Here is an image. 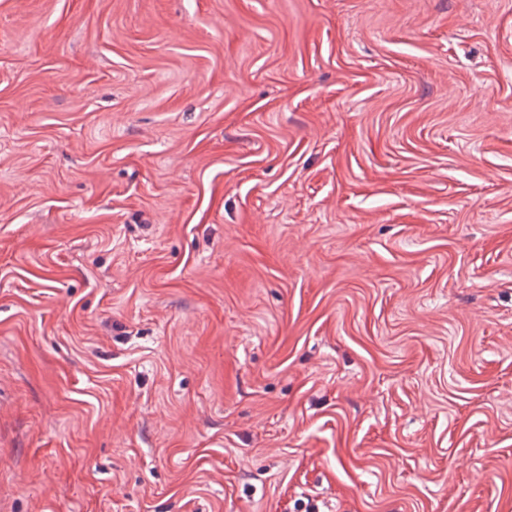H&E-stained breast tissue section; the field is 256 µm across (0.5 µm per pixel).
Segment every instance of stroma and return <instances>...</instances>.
Returning a JSON list of instances; mask_svg holds the SVG:
<instances>
[{"instance_id": "stroma-1", "label": "stroma", "mask_w": 512, "mask_h": 512, "mask_svg": "<svg viewBox=\"0 0 512 512\" xmlns=\"http://www.w3.org/2000/svg\"><path fill=\"white\" fill-rule=\"evenodd\" d=\"M7 512H512V0H0Z\"/></svg>"}]
</instances>
